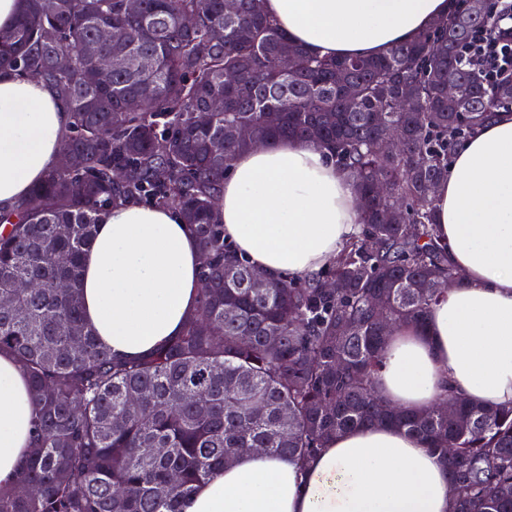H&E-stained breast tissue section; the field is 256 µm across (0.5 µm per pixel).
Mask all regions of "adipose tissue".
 <instances>
[{"instance_id": "ef3b65f1", "label": "adipose tissue", "mask_w": 512, "mask_h": 512, "mask_svg": "<svg viewBox=\"0 0 512 512\" xmlns=\"http://www.w3.org/2000/svg\"><path fill=\"white\" fill-rule=\"evenodd\" d=\"M454 0H264L309 53L378 56L447 18ZM71 116L37 78L0 71V211L54 170ZM438 234L463 281L424 329L392 331L378 374L394 408L418 412L448 391L512 405V112L461 142L432 196ZM224 241L269 275L328 266L361 222L356 187L320 148L280 140L237 155L218 202ZM84 318L114 354L138 359L177 335L201 292L200 253L176 208L109 206L83 259ZM25 378L0 355V485L31 435ZM445 462L394 427L355 429L307 461L255 451L200 485L182 512H450Z\"/></svg>"}]
</instances>
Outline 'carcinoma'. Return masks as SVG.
Masks as SVG:
<instances>
[{
	"mask_svg": "<svg viewBox=\"0 0 512 512\" xmlns=\"http://www.w3.org/2000/svg\"><path fill=\"white\" fill-rule=\"evenodd\" d=\"M19 2L14 25L0 31V69L39 77L67 105L61 146L76 168L52 170L19 221L0 212V354L26 374L34 409L32 446L16 481L0 487V512H181L197 485L256 448L307 460L328 440L373 426H396L442 455L453 512H512V408L451 392L442 400L449 415L436 405L402 414L377 386L391 335L380 322L423 327L455 284L431 188L448 176L452 149L512 109V80L487 86L460 63L490 22L482 0L381 56L336 59L292 44L263 0H238L233 22L224 0H141L135 15L124 0ZM185 13L195 27L182 24ZM101 27L112 41H98ZM215 27L224 40L210 38ZM49 28L53 43L42 38ZM285 48L307 67L287 66ZM63 53L73 58L66 72ZM125 56H147L151 67H127ZM104 59L115 61L108 84L98 79ZM226 69L240 81L224 84ZM401 94L416 96L421 111H394ZM216 96L224 111L195 125ZM130 99L142 109L128 111ZM242 123L252 127L247 139L235 135ZM390 132L403 141L399 153L382 148ZM278 139L326 149L365 201L332 265L304 278L271 276L236 256L215 207L235 156ZM126 167L132 179L113 178ZM380 181L391 188L385 197L373 191ZM143 199L177 208L194 228L210 288L180 335L125 360L83 320L81 258L103 210ZM61 279L64 293L52 288ZM21 280L40 287L19 292Z\"/></svg>",
	"mask_w": 512,
	"mask_h": 512,
	"instance_id": "cac0c4a2",
	"label": "carcinoma"
}]
</instances>
